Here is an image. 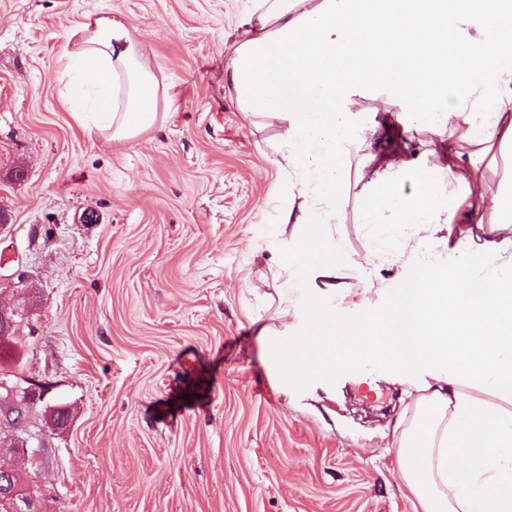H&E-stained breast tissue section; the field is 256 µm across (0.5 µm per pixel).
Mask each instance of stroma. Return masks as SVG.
Wrapping results in <instances>:
<instances>
[{"label": "stroma", "instance_id": "35a3bbf8", "mask_svg": "<svg viewBox=\"0 0 512 512\" xmlns=\"http://www.w3.org/2000/svg\"><path fill=\"white\" fill-rule=\"evenodd\" d=\"M248 5L0 0V305L20 319L0 380L38 395L26 427L0 424V464L40 512H414L392 445L402 385L341 371L284 394L269 379L260 327L299 332L276 315L296 244L274 234L286 123L245 115L224 75ZM90 12L128 24L177 87L135 141L87 135L60 102L61 48ZM383 147L445 150L395 120ZM359 172L336 227L345 274L369 288L337 298L352 318L398 285L366 254L400 247L391 225L362 223Z\"/></svg>", "mask_w": 512, "mask_h": 512}]
</instances>
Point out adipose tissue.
<instances>
[{"label":"adipose tissue","mask_w":512,"mask_h":512,"mask_svg":"<svg viewBox=\"0 0 512 512\" xmlns=\"http://www.w3.org/2000/svg\"><path fill=\"white\" fill-rule=\"evenodd\" d=\"M65 50L63 104L91 133L130 142L176 98L132 29L90 14ZM227 71L245 113L286 121L279 165L294 207L279 236L313 262L286 260L294 336L264 340L280 390L377 359L402 380L411 419L394 430L399 470L421 512H512V274L481 257L512 253V179L488 194L492 145L512 153V0H251ZM379 94L377 109L358 100ZM447 136L454 152L423 162L373 150L378 112ZM371 171L363 223L401 236L398 286L386 306L351 320L336 311L343 279L334 236L350 146ZM456 261L417 262L420 232Z\"/></svg>","instance_id":"obj_1"}]
</instances>
